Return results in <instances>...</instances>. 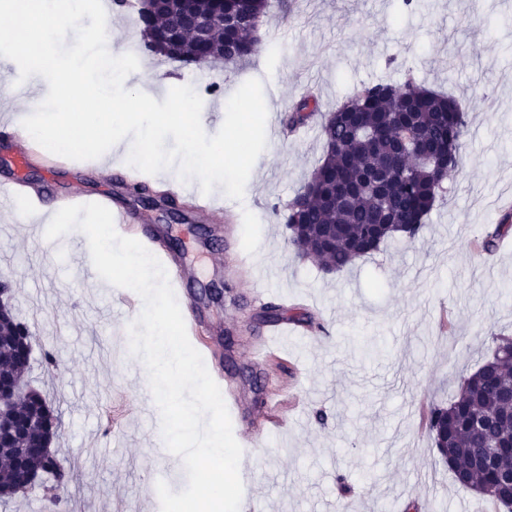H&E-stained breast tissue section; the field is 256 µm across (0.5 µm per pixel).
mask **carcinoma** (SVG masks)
Segmentation results:
<instances>
[{"label":"carcinoma","mask_w":512,"mask_h":512,"mask_svg":"<svg viewBox=\"0 0 512 512\" xmlns=\"http://www.w3.org/2000/svg\"><path fill=\"white\" fill-rule=\"evenodd\" d=\"M219 1L224 14L237 21L213 27L202 40L193 21L215 12ZM268 9L269 0H155L152 23H144L143 10H137L142 47L149 55L187 66L216 58L234 65L254 53L251 29ZM317 111L318 102L304 98L289 111L286 125L302 126ZM467 111V103L411 78L402 84L365 85L328 111L320 126L322 159L287 204L288 243L296 255L316 258L329 272H343L398 234L417 239L444 197L445 183L459 168ZM403 132L424 145L434 161L414 162L400 152L396 137ZM511 231V224L495 225L484 237V250L493 251ZM30 347L28 329L11 304L0 305L1 378L26 371L19 366V352ZM511 397L512 337L501 335L491 356L463 380L459 393L447 405L433 406L426 421L455 480L506 509L512 504V419L503 413ZM14 411L35 427L0 446L5 498L15 496L12 463L21 456L55 484L70 482L73 466L46 447L57 430L45 426L56 415L43 398L37 393L20 398ZM488 448L499 449L496 470L474 469L475 458Z\"/></svg>","instance_id":"1"}]
</instances>
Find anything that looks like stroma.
Here are the masks:
<instances>
[{
	"label": "stroma",
	"mask_w": 512,
	"mask_h": 512,
	"mask_svg": "<svg viewBox=\"0 0 512 512\" xmlns=\"http://www.w3.org/2000/svg\"><path fill=\"white\" fill-rule=\"evenodd\" d=\"M409 76L469 105L461 165L421 237L391 239L340 274L297 258L283 214L323 154L321 113L362 84ZM251 79L263 86L267 145L242 200L213 190L233 210L223 232L181 224L195 274L180 293L198 310L192 346L235 395L230 417L251 451L252 496L265 512H405L412 502L420 512H488L439 460L425 422L488 358L494 336L512 335V233L493 252L482 248L486 231L512 217V0H420L412 9L401 0H270L256 52L236 67L145 55L124 87L161 101L189 85L204 104L223 106ZM212 83L221 95L205 94ZM311 83L321 112L289 133L282 118ZM130 145L113 147L112 166L74 160L51 177L41 158L19 165L18 144L0 139V180L33 173L49 196L76 184L93 194L119 183L118 157ZM65 240L64 250L44 252L29 225L0 210V283L33 336L24 379L58 415L52 448L75 470L61 508L161 512L156 484L183 490V461L156 453L161 413L141 398L148 373L131 359L113 285L82 271V232ZM240 255L249 265L235 267ZM270 305L282 307L293 335L257 363L251 350ZM301 314L314 324L298 322Z\"/></svg>",
	"instance_id": "stroma-1"
}]
</instances>
